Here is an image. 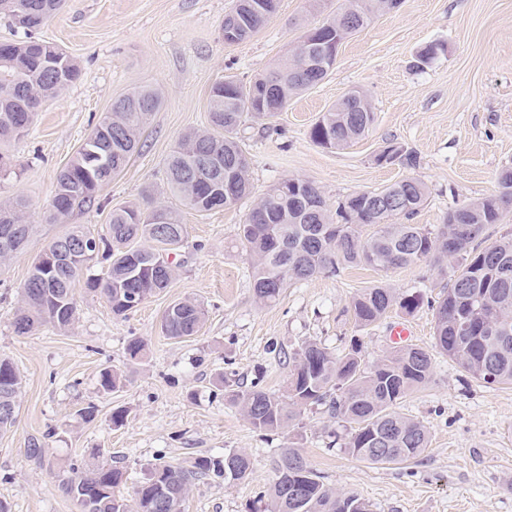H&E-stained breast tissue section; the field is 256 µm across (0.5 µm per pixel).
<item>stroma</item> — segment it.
<instances>
[{
	"instance_id": "stroma-1",
	"label": "stroma",
	"mask_w": 512,
	"mask_h": 512,
	"mask_svg": "<svg viewBox=\"0 0 512 512\" xmlns=\"http://www.w3.org/2000/svg\"><path fill=\"white\" fill-rule=\"evenodd\" d=\"M344 0H278L275 13L250 38L225 43L221 27L235 0H67L36 31L62 47L82 68L79 81L43 104L27 134L6 151L0 200L25 196L34 233L23 252L0 265V356L21 380L18 416L0 433V501L9 512H79L58 488L70 464L91 469L115 460L133 494L147 465H191L200 456L243 451L253 461L245 480L197 482L184 512H259L260 488L276 475L283 448H297L324 482L368 502L373 512H512V385L491 386L464 377L458 365L433 357V374L396 410L427 426L430 446L403 466L376 465L331 441L349 424L324 407L302 411L288 428L264 432L247 420L232 392L259 382L282 393L293 354L306 341L343 353L358 340L365 362L393 349L392 326L403 323L410 344L433 341L434 316L395 311L361 328L350 308L357 292L385 282L397 292L437 297L448 277L427 263L389 271L348 266L290 285L280 300L257 302L252 268L235 248L239 224L254 198L278 182H313L329 207L347 196L412 176L428 194L414 223H444L451 209L497 190L500 170L512 166V0H403L340 47L328 76L294 96L268 125L248 122L238 131L251 157V197L201 214L184 207L167 185L165 168L184 133L208 125L210 90L231 76L243 82L268 73L287 57L302 33L332 17ZM444 44L434 62L414 68L421 48ZM140 87L160 92L162 106L141 134L142 148L99 193L100 207L74 213L70 222L93 234L105 231L112 208L140 204L153 194L179 211L185 227L165 291L124 316L107 301L77 288L79 315L65 332L51 325L16 334L13 313L33 260L67 226L43 213L59 170L75 154L115 99ZM358 89L375 113L372 130L350 146L327 150L309 129L346 92ZM415 150L418 168L381 164L387 142ZM190 300L206 311L197 335L164 336L160 321L170 304ZM145 343L130 359V340ZM125 377L110 393L100 374ZM95 402L93 421L78 411ZM126 420L114 426L113 411ZM43 448L31 458L32 442Z\"/></svg>"
}]
</instances>
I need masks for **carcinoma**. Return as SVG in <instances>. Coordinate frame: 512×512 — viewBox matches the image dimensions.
<instances>
[{
	"mask_svg": "<svg viewBox=\"0 0 512 512\" xmlns=\"http://www.w3.org/2000/svg\"><path fill=\"white\" fill-rule=\"evenodd\" d=\"M66 0H0V13L12 17L25 39L0 43V143L26 135L41 106L80 79L79 62L59 47L35 46L34 32L45 25ZM359 11L364 24L386 12L382 0H346ZM246 17L224 15V24L238 22L247 36L256 33L274 13ZM323 80L301 68L297 53L269 73L243 85L232 78L215 83L210 91L209 127L185 133L169 155L166 179L183 205L208 213L230 207L251 193L249 158L238 129L246 120L264 121L273 112L249 111L250 92L271 86L282 107L296 94ZM162 104L160 94L137 88L116 99L75 155L60 169L45 220L65 224L76 210L95 204L97 194L112 182L138 151L141 131ZM375 113L365 98H341L309 131L310 140L324 149H342L372 129ZM386 164L409 169L419 166L418 155L389 143L377 156ZM238 185L233 199H224V178ZM427 187L407 177L377 191L352 194L331 213L319 188L292 178L283 188H271L251 207L238 225V245L252 263L253 290L262 303L276 301L288 285L341 266H367L387 271L430 263L449 274L448 288L430 302L435 311L434 350L454 360L467 376L488 385L512 384V235L481 246L489 226L500 222L512 207V167L498 176L496 193L448 212L435 231L408 224L424 204ZM12 226L30 238L28 203L21 196L0 202V229ZM373 231L363 235V228ZM179 214L146 198L144 205L112 209L106 232L94 235L71 226L50 241L42 254H52L57 272L45 274L33 262L21 289L13 318L18 335L50 323L67 330L79 314L75 286L85 279L86 290L104 298L112 313L122 316L164 290L172 281L169 253L182 242ZM147 239L150 249L135 243ZM109 263L103 277L90 275L92 262ZM424 304L419 291L397 293L377 284L351 300L355 322L372 326L393 310L411 315ZM205 321L204 309L191 301L170 305L162 318V332L171 338L196 335ZM432 354L413 345L399 346L372 365L351 348L333 354L316 342L303 343L294 353L285 393L265 391L255 382L233 399L247 419L261 431L284 428L307 406H324L330 417L355 425L344 448L352 457L371 464H404L429 447L427 427L395 410L399 401L432 375ZM21 380L12 362L0 357V432L17 418ZM251 457L230 451L221 457L202 456L189 468L160 462L151 465L134 496H124L123 468L100 464L82 470L69 468L61 489L81 512H182L189 490L201 479L228 483L248 478ZM264 512H371L354 494L339 493L320 480L298 449L282 454L273 483L259 495Z\"/></svg>",
	"mask_w": 512,
	"mask_h": 512,
	"instance_id": "obj_1",
	"label": "carcinoma"
}]
</instances>
